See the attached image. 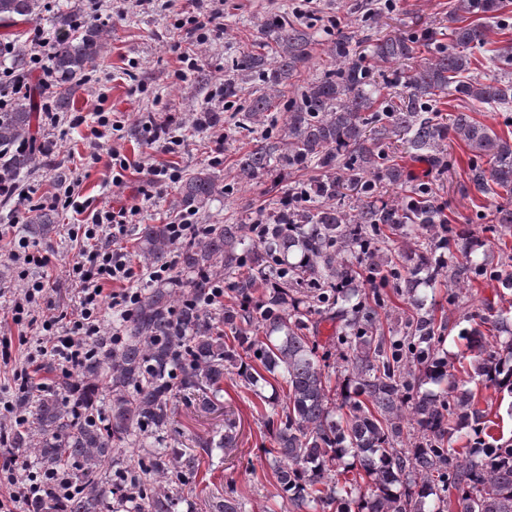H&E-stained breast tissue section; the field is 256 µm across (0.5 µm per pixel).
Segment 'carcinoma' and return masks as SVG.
Returning <instances> with one entry per match:
<instances>
[{"label": "carcinoma", "mask_w": 512, "mask_h": 512, "mask_svg": "<svg viewBox=\"0 0 512 512\" xmlns=\"http://www.w3.org/2000/svg\"><path fill=\"white\" fill-rule=\"evenodd\" d=\"M41 0H0L4 26L31 21ZM504 0H456L448 14L450 42L431 57L418 47L435 32L386 37L373 45L366 65L353 54L355 32L337 23L330 68L281 101L282 88L310 59L312 33L288 20L268 18L235 70L257 79L240 129L264 113L283 109V133H265L238 156L234 184H265L270 208L246 214L239 224H209L177 247L172 279L148 285L117 344L95 337L97 351L73 374L56 378L55 389L15 397L20 414L37 424L33 464L65 471L75 488L61 506L34 501L29 512H106L116 491L123 512H176L173 487L196 482L215 448L235 447V425L219 439L197 437L194 447L168 442L172 401L201 395L202 409L224 377L235 375L264 404L263 425L273 447L264 449L276 478L275 496L289 512H512V440L493 434L495 423L476 393L460 383L455 363L470 381L512 395V320L483 302L462 314L459 332L469 355L448 356L442 345L447 323L438 320L427 290L448 283V304L460 305L473 284L512 288V254L489 261L485 247L512 233V200L500 204L494 223L480 236L469 224L449 223L431 183L409 181L392 140L409 159L444 165L442 144L454 133L470 152L471 180L483 194L512 197V141L466 113L452 125L423 116L457 99L508 108L512 78L484 82L471 72L474 50L488 43L483 17L495 14L509 28ZM64 30L53 55V109L70 110L87 72L107 45V32L92 23L60 16ZM414 61L400 73L402 102L379 94L374 65ZM0 61L22 72L29 64L26 32H6ZM35 111L23 105L0 112V182L28 175ZM312 171L282 183L276 172ZM217 193V176L201 167L178 186L179 204L195 212ZM58 223L52 209L27 217L33 237ZM413 247L392 255L393 244ZM137 251L154 267L171 265L174 243L164 224H143ZM234 275L219 307L208 304L217 268ZM412 307L384 327L391 295ZM334 332L320 339V325ZM498 334L507 340L496 341ZM340 375L332 384V374ZM280 385L283 396L267 397ZM33 433L19 425L5 439L19 450ZM466 439L454 448L452 438ZM133 448L109 471L112 455ZM207 512H247L232 488L212 494Z\"/></svg>", "instance_id": "carcinoma-1"}]
</instances>
